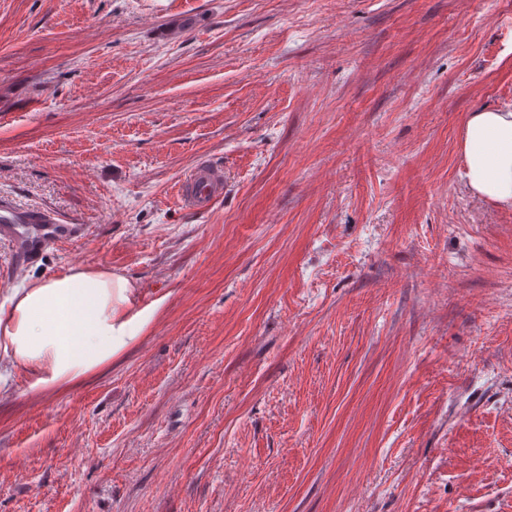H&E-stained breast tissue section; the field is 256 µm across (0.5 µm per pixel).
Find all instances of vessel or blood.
<instances>
[{
  "label": "vessel or blood",
  "mask_w": 512,
  "mask_h": 512,
  "mask_svg": "<svg viewBox=\"0 0 512 512\" xmlns=\"http://www.w3.org/2000/svg\"><path fill=\"white\" fill-rule=\"evenodd\" d=\"M224 192L222 168L202 162L184 176L177 197L180 205L190 211H208ZM85 228L66 224L53 211L23 206L7 196H0V239L8 241L21 260H31L48 246L80 239Z\"/></svg>",
  "instance_id": "vessel-or-blood-1"
}]
</instances>
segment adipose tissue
<instances>
[{
	"label": "adipose tissue",
	"instance_id": "1",
	"mask_svg": "<svg viewBox=\"0 0 512 512\" xmlns=\"http://www.w3.org/2000/svg\"><path fill=\"white\" fill-rule=\"evenodd\" d=\"M461 149L471 193L512 205V109L470 113ZM159 308L137 307L133 283L108 270L30 279L0 306V372L32 374L33 391L68 387L136 342Z\"/></svg>",
	"mask_w": 512,
	"mask_h": 512
}]
</instances>
